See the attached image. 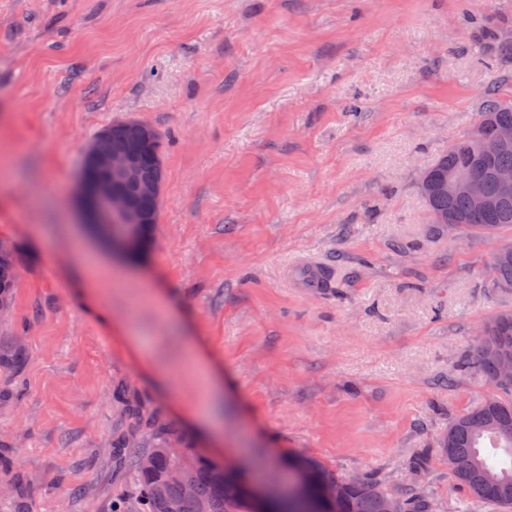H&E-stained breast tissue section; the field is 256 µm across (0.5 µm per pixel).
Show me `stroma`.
<instances>
[{"mask_svg":"<svg viewBox=\"0 0 512 512\" xmlns=\"http://www.w3.org/2000/svg\"><path fill=\"white\" fill-rule=\"evenodd\" d=\"M507 79L512 0H0V352L21 355L0 368V512H112L123 434L409 487V460L499 393L462 361L512 311L501 240L431 224L418 180ZM129 119L166 142L136 258L74 202L85 144ZM198 357L224 379L217 440L189 417ZM425 484L440 512H493L440 456ZM8 244L0 242V300L7 301L11 288H13L17 270L12 254L9 253ZM6 254V255H4ZM490 271L494 288L512 289V252L510 254H498L492 256Z\"/></svg>","mask_w":512,"mask_h":512,"instance_id":"1","label":"stroma"}]
</instances>
